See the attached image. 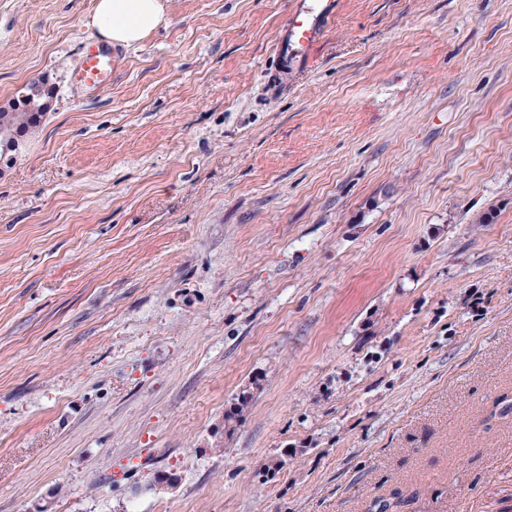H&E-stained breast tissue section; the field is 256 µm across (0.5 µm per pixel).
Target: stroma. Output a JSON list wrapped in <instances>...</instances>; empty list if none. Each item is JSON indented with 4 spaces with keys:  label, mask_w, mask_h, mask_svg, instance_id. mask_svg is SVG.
<instances>
[{
    "label": "stroma",
    "mask_w": 512,
    "mask_h": 512,
    "mask_svg": "<svg viewBox=\"0 0 512 512\" xmlns=\"http://www.w3.org/2000/svg\"><path fill=\"white\" fill-rule=\"evenodd\" d=\"M286 2L165 0L87 98L95 0H0V106L57 88L0 169V512H512V0H340L288 73ZM248 385L244 386L237 397L234 399V403L224 414V433L233 434L236 427L239 425L243 414L250 407L252 401V392Z\"/></svg>",
    "instance_id": "1"
}]
</instances>
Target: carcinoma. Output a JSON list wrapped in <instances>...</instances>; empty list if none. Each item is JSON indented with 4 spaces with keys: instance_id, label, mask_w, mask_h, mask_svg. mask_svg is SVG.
Here are the masks:
<instances>
[{
    "instance_id": "cac0c4a2",
    "label": "carcinoma",
    "mask_w": 512,
    "mask_h": 512,
    "mask_svg": "<svg viewBox=\"0 0 512 512\" xmlns=\"http://www.w3.org/2000/svg\"><path fill=\"white\" fill-rule=\"evenodd\" d=\"M53 95V89L42 80H32L17 92L14 104L0 110V151H17L22 138L38 127L46 105V99ZM252 401L251 387L246 385L235 398V402L224 414V433L233 434L243 414Z\"/></svg>"
}]
</instances>
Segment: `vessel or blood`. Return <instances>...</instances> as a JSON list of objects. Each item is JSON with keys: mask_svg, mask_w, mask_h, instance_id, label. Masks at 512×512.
I'll return each mask as SVG.
<instances>
[{"mask_svg": "<svg viewBox=\"0 0 512 512\" xmlns=\"http://www.w3.org/2000/svg\"><path fill=\"white\" fill-rule=\"evenodd\" d=\"M338 5L339 0H291L287 19L275 37L276 65L296 70L306 68L335 18ZM124 58L122 48L112 42L88 39L82 47L80 63L70 75V82L76 89L86 92L108 89L113 71L122 65Z\"/></svg>", "mask_w": 512, "mask_h": 512, "instance_id": "1", "label": "vessel or blood"}]
</instances>
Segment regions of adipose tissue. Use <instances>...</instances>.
<instances>
[{
  "label": "adipose tissue",
  "mask_w": 512,
  "mask_h": 512,
  "mask_svg": "<svg viewBox=\"0 0 512 512\" xmlns=\"http://www.w3.org/2000/svg\"><path fill=\"white\" fill-rule=\"evenodd\" d=\"M166 22L162 0H96L90 24L102 38L134 45Z\"/></svg>",
  "instance_id": "1"
}]
</instances>
